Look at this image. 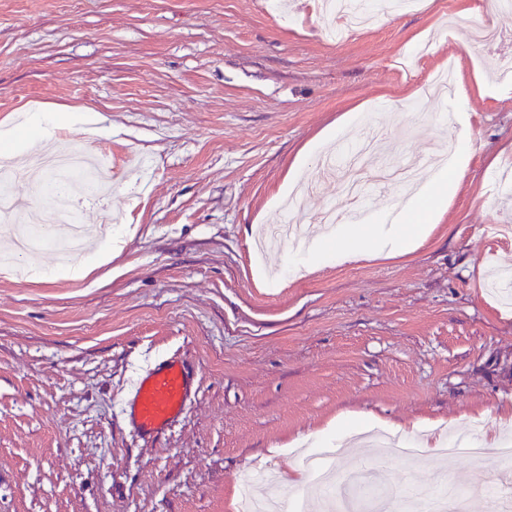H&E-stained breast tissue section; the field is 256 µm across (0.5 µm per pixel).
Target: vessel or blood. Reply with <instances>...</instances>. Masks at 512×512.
<instances>
[{
    "label": "vessel or blood",
    "mask_w": 512,
    "mask_h": 512,
    "mask_svg": "<svg viewBox=\"0 0 512 512\" xmlns=\"http://www.w3.org/2000/svg\"><path fill=\"white\" fill-rule=\"evenodd\" d=\"M194 386L191 366L177 358L159 364L141 378L128 403L131 422L143 435H162L182 413Z\"/></svg>",
    "instance_id": "obj_1"
}]
</instances>
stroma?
<instances>
[{
    "instance_id": "stroma-1",
    "label": "stroma",
    "mask_w": 512,
    "mask_h": 512,
    "mask_svg": "<svg viewBox=\"0 0 512 512\" xmlns=\"http://www.w3.org/2000/svg\"><path fill=\"white\" fill-rule=\"evenodd\" d=\"M318 0H0V128L30 112L88 111L56 133L112 157V200L80 198L98 235L119 233L110 260L94 247L64 257L20 250L0 230V512H229L244 476L301 467L299 438L354 426L419 441L505 429L512 418V189L490 163L512 165V96H495L512 44L464 40L476 18L512 37V10L483 0H421L379 10L374 25L330 40ZM469 87L473 149L456 195L426 241L393 258L282 271L290 247L258 240L283 215L291 168L341 117L358 120L333 151L379 132L372 164L448 149L445 98L423 95L447 59ZM311 153L300 216L317 230L326 205ZM55 273L32 270V262ZM91 265L82 278L71 269ZM178 355L198 387L154 439L125 403L140 377ZM336 499L387 512L345 481ZM386 493L464 486L472 512H495V449L421 453L412 465L369 463Z\"/></svg>"
}]
</instances>
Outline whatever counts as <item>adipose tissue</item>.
Returning a JSON list of instances; mask_svg holds the SVG:
<instances>
[{"label":"adipose tissue","instance_id":"adipose-tissue-1","mask_svg":"<svg viewBox=\"0 0 512 512\" xmlns=\"http://www.w3.org/2000/svg\"><path fill=\"white\" fill-rule=\"evenodd\" d=\"M470 151V142L457 141L447 164L408 192L397 207L371 212L363 224L337 225L329 235L316 239L307 253L289 254V268L309 271L323 264L395 255L422 243L432 223L447 210Z\"/></svg>","mask_w":512,"mask_h":512}]
</instances>
